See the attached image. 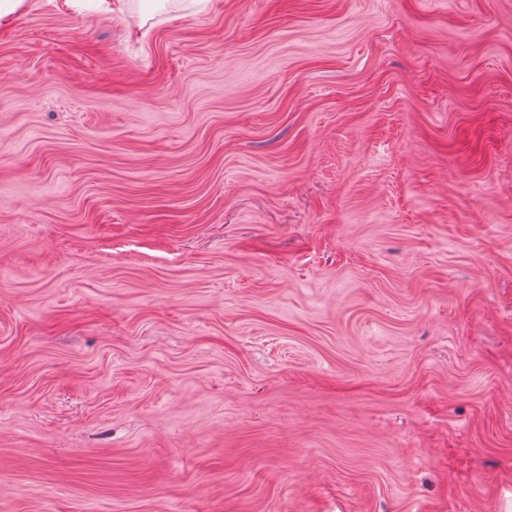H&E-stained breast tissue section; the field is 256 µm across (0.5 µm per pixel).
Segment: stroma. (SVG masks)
<instances>
[{
	"label": "stroma",
	"instance_id": "1",
	"mask_svg": "<svg viewBox=\"0 0 512 512\" xmlns=\"http://www.w3.org/2000/svg\"><path fill=\"white\" fill-rule=\"evenodd\" d=\"M0 512H512V0L0 25Z\"/></svg>",
	"mask_w": 512,
	"mask_h": 512
}]
</instances>
